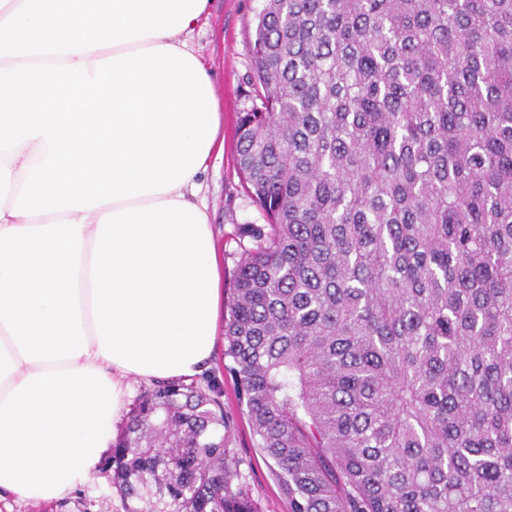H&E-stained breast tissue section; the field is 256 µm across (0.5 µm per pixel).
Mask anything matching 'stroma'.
Instances as JSON below:
<instances>
[{
    "mask_svg": "<svg viewBox=\"0 0 512 512\" xmlns=\"http://www.w3.org/2000/svg\"><path fill=\"white\" fill-rule=\"evenodd\" d=\"M262 0H209L207 14L186 37L189 49L212 75L224 113V150L212 157L202 176V198L214 228L225 275H232L240 252L239 240L247 225L264 223L261 210L247 195L237 165L236 123L239 112L250 107L253 87L252 43L255 15ZM195 385H214L224 405V420L231 432L233 456L259 512H288V501L263 458L251 426L224 370V354L216 352L212 369L195 378ZM0 512H124L112 471L99 463L82 487L51 504L0 500Z\"/></svg>",
    "mask_w": 512,
    "mask_h": 512,
    "instance_id": "stroma-1",
    "label": "stroma"
}]
</instances>
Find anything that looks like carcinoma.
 <instances>
[{
  "mask_svg": "<svg viewBox=\"0 0 512 512\" xmlns=\"http://www.w3.org/2000/svg\"><path fill=\"white\" fill-rule=\"evenodd\" d=\"M224 325L288 512H512V0H264ZM212 386L139 402L124 512H257Z\"/></svg>",
  "mask_w": 512,
  "mask_h": 512,
  "instance_id": "carcinoma-1",
  "label": "carcinoma"
}]
</instances>
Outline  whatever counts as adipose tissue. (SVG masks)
Wrapping results in <instances>:
<instances>
[{
  "instance_id": "obj_1",
  "label": "adipose tissue",
  "mask_w": 512,
  "mask_h": 512,
  "mask_svg": "<svg viewBox=\"0 0 512 512\" xmlns=\"http://www.w3.org/2000/svg\"><path fill=\"white\" fill-rule=\"evenodd\" d=\"M180 34L87 53L85 63ZM30 138L0 163V496L39 504L84 484L127 413L130 380L190 381L211 365L224 273L199 174L167 193L39 216L12 209Z\"/></svg>"
}]
</instances>
